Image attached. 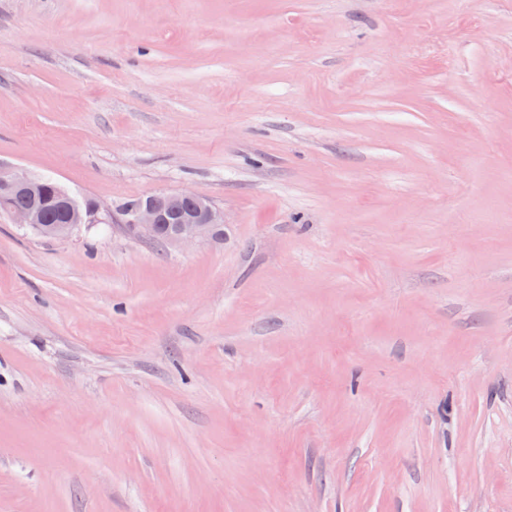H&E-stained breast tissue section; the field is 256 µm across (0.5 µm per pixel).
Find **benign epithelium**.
<instances>
[{
  "instance_id": "1",
  "label": "benign epithelium",
  "mask_w": 512,
  "mask_h": 512,
  "mask_svg": "<svg viewBox=\"0 0 512 512\" xmlns=\"http://www.w3.org/2000/svg\"><path fill=\"white\" fill-rule=\"evenodd\" d=\"M45 181L19 166L0 161V215L44 237L70 236L83 224H106L112 210L98 201H82L61 184L55 185L51 201L65 214V223L50 224L44 205ZM27 194L38 203L16 208L12 199ZM122 223L137 233L163 237L166 244L184 248L200 239H224V211L199 189L157 191L121 209Z\"/></svg>"
}]
</instances>
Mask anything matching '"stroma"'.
Instances as JSON below:
<instances>
[{"label":"stroma","instance_id":"35a3bbf8","mask_svg":"<svg viewBox=\"0 0 512 512\" xmlns=\"http://www.w3.org/2000/svg\"><path fill=\"white\" fill-rule=\"evenodd\" d=\"M0 160L226 219L0 216V512H512V0H0ZM137 200L128 201L120 214L122 223L140 235L157 241H162L156 238L161 236L166 244L178 248L200 239L224 238V212L202 190L157 191ZM176 200H185L189 208L173 211L171 205Z\"/></svg>","mask_w":512,"mask_h":512}]
</instances>
